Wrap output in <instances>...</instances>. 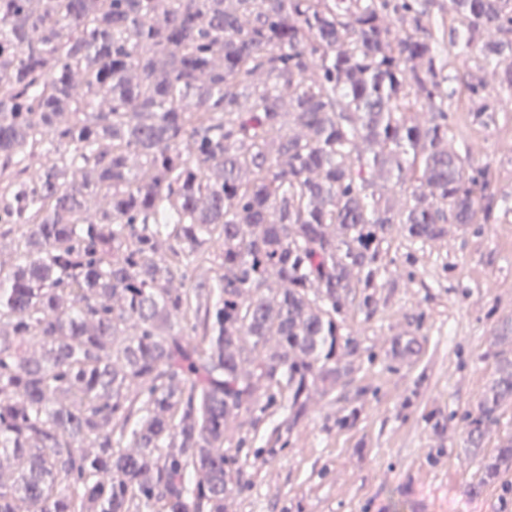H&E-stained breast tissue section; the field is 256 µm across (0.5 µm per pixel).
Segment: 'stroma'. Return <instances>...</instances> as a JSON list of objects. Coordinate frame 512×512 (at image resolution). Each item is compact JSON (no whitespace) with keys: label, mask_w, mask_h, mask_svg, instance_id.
Segmentation results:
<instances>
[{"label":"stroma","mask_w":512,"mask_h":512,"mask_svg":"<svg viewBox=\"0 0 512 512\" xmlns=\"http://www.w3.org/2000/svg\"><path fill=\"white\" fill-rule=\"evenodd\" d=\"M415 7L448 26L436 76L448 145L477 183V218L422 243L397 229L384 240L383 269L340 315L358 350L335 390H313L293 426L283 398L233 418L225 445L243 488L227 512H512V463L484 481L485 461L512 436V398L478 441L468 436L512 362V98L498 71L479 68L478 47L464 48L450 0ZM478 98L490 107L479 119Z\"/></svg>","instance_id":"1"}]
</instances>
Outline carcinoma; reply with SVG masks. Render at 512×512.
Returning a JSON list of instances; mask_svg holds the SVG:
<instances>
[{"instance_id":"1","label":"carcinoma","mask_w":512,"mask_h":512,"mask_svg":"<svg viewBox=\"0 0 512 512\" xmlns=\"http://www.w3.org/2000/svg\"><path fill=\"white\" fill-rule=\"evenodd\" d=\"M452 7L465 46L501 33L480 51L511 93L512 0ZM444 36L410 0H0V512H225L230 420L336 388L391 227L474 222ZM215 246L216 298L186 285ZM509 462L512 437L487 477Z\"/></svg>"}]
</instances>
